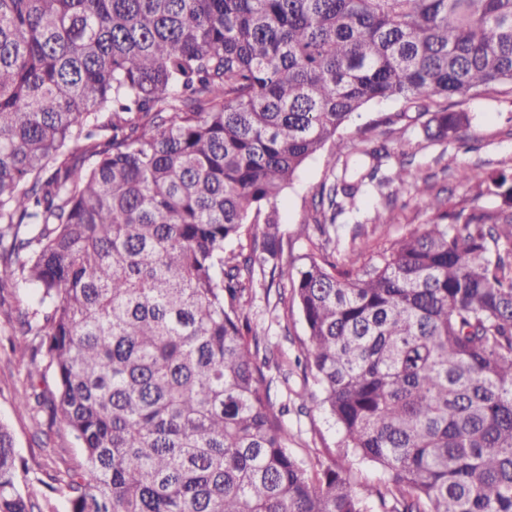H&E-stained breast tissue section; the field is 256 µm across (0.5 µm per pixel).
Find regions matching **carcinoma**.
<instances>
[{"mask_svg":"<svg viewBox=\"0 0 512 512\" xmlns=\"http://www.w3.org/2000/svg\"><path fill=\"white\" fill-rule=\"evenodd\" d=\"M512 84V0H0V263L35 291L16 329L55 388L20 407L81 448L45 485L67 512H512V186L358 269L311 261L283 304L337 450L289 448L265 369L282 354L245 315L290 275L278 202L330 148L314 222L358 184L337 136L368 104L424 109L425 137L469 122L441 101ZM359 181L377 178L384 146ZM401 163L389 182H427ZM258 228L247 246L244 227ZM381 468L357 487L344 461ZM0 421V512L22 491Z\"/></svg>","mask_w":512,"mask_h":512,"instance_id":"1","label":"carcinoma"}]
</instances>
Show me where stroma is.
<instances>
[{"instance_id": "1", "label": "stroma", "mask_w": 512, "mask_h": 512, "mask_svg": "<svg viewBox=\"0 0 512 512\" xmlns=\"http://www.w3.org/2000/svg\"><path fill=\"white\" fill-rule=\"evenodd\" d=\"M448 108L468 113L470 123L456 138L442 143L425 140L418 122L380 124L381 116L401 111V102L394 99L369 104L344 136L361 147L386 145L390 157L383 167L385 173H394L402 161L411 160L412 171L427 178L432 194L439 196L449 213L498 211L503 198L491 179L501 174L512 178V85L504 84L464 101L449 100ZM462 168L471 172L469 181L458 180L456 173ZM331 179L327 156L319 154L306 162L281 197L280 230L292 271L303 269L310 261L321 263L330 257L311 214L314 196ZM379 214L384 217L380 224L375 221ZM431 216L413 185L393 193L367 186L357 195L354 205L346 207L338 217L336 236L346 244L354 229H361L366 248L360 261L370 264L392 240L421 230ZM30 302V292L25 288L0 295V420L11 428L16 449L29 467L21 488L38 497L44 492L40 479L52 467L54 455L51 449L40 447L36 421L17 406L14 397L25 385L28 373L44 370L45 364L20 358L18 351L25 340L10 331L18 307ZM276 302V295L255 287L248 313L267 340L279 345L291 363L300 353L299 340L306 334L305 324L300 311L284 312ZM285 421L294 438L291 450L300 459H307L313 449L331 447L337 441L335 426L316 405H309L306 414L286 415Z\"/></svg>"}]
</instances>
